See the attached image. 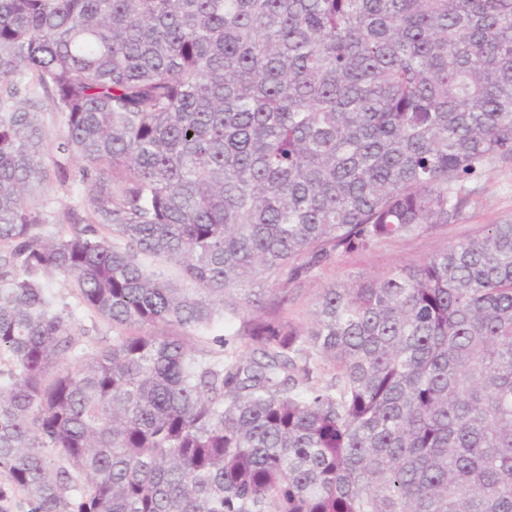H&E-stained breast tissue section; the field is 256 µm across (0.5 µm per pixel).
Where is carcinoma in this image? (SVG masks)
Masks as SVG:
<instances>
[{
	"label": "carcinoma",
	"instance_id": "1",
	"mask_svg": "<svg viewBox=\"0 0 512 512\" xmlns=\"http://www.w3.org/2000/svg\"><path fill=\"white\" fill-rule=\"evenodd\" d=\"M91 215L49 231L42 99ZM0 499L34 512H512V0H0ZM138 332L92 348L46 279ZM224 324L227 336L211 331ZM471 189L470 203L454 224H438L419 236L342 255L316 269L301 285H288L284 315L299 325H310L315 300L323 288L371 280L398 266L420 265L448 246L480 233L487 224L512 222V162L490 165Z\"/></svg>",
	"mask_w": 512,
	"mask_h": 512
}]
</instances>
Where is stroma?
Returning <instances> with one entry per match:
<instances>
[{"label": "stroma", "mask_w": 512, "mask_h": 512, "mask_svg": "<svg viewBox=\"0 0 512 512\" xmlns=\"http://www.w3.org/2000/svg\"><path fill=\"white\" fill-rule=\"evenodd\" d=\"M471 189L470 203L455 223L439 224L406 240L342 255L316 269L302 283L289 285L284 315L299 325H310L315 300L323 288L367 281L398 266L420 265L448 246L480 233L486 225L512 222V162L490 165ZM37 203L54 224H67L72 217L85 218L90 213L74 175L64 182L51 178Z\"/></svg>", "instance_id": "obj_1"}]
</instances>
